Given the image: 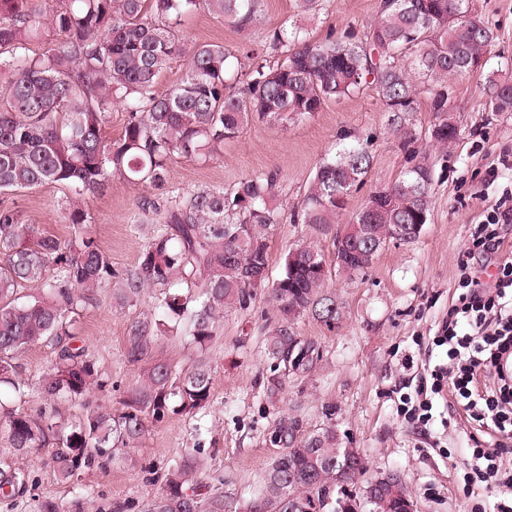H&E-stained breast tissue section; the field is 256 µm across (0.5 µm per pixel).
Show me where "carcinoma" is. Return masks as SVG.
<instances>
[{
  "instance_id": "1",
  "label": "carcinoma",
  "mask_w": 512,
  "mask_h": 512,
  "mask_svg": "<svg viewBox=\"0 0 512 512\" xmlns=\"http://www.w3.org/2000/svg\"><path fill=\"white\" fill-rule=\"evenodd\" d=\"M262 0H0V195L56 185L64 191L68 223L77 226L68 243L21 222L17 207L0 200V386L27 396V383L12 355L33 345L54 350L55 359L40 382L50 401L83 402L85 414L60 428L55 414L31 415L0 403V432L9 447L24 453L53 448L55 472L70 482L81 471L100 467L142 438L148 419L169 412L193 415L210 404L211 367L199 362L181 372L152 359V340L160 320L145 317L130 324L125 358L150 362L121 411L108 412L86 402L102 391L95 362L73 344V316L93 305L99 292L119 283L116 301L138 300L153 290L163 318L189 319L193 342L204 347L215 335L224 310L249 306L256 294L251 277L269 269L271 231L280 224H337L347 197L359 189L372 156L361 144L342 147L316 169L300 204L283 202L276 171L260 172L230 189L185 192L168 186L175 156L209 161L224 142L253 121L286 125L301 121L332 100L372 87L387 114L391 135L403 146L418 142L413 123L419 96H426L442 132L431 142L446 147L448 79L484 69L495 35L468 13L466 0H395L380 6L377 18L357 38L330 35L311 39L295 26L267 36L276 61L242 46V64L221 44L188 45L176 29L189 15L206 10L244 33L261 17ZM420 48L405 60L406 52ZM185 57L180 82L157 91L175 57ZM489 107L512 112V72L488 80ZM126 112L122 135L108 140L103 129L116 109ZM143 187L165 190L163 197L142 196V222L153 225L136 266L122 274L87 229L84 195L103 188L112 175ZM433 172L425 155L387 185L400 197L392 208L369 210L373 194L350 218L370 229V240H393L403 224H426L431 210ZM347 258L336 251L333 273L324 275L321 250L302 245L294 266L283 257L270 289L275 324L265 342L273 360L267 392L282 390L290 376L312 372L319 348L298 336L303 317L332 327L346 317L330 288L333 276L365 272L378 253L366 245ZM24 286L33 288L27 298ZM271 440L282 448L265 471L260 488L234 512H333L323 496L336 498V458L348 466V479L366 473L359 451L349 450L326 426L306 434L299 422L281 416ZM194 466L186 459L169 469L165 486L148 512H226L224 491L191 485ZM394 488L380 478L368 496V512H407L412 496L399 477ZM28 476L0 464V497L27 491Z\"/></svg>"
}]
</instances>
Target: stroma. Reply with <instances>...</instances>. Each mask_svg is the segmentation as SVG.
I'll list each match as a JSON object with an SVG mask.
<instances>
[{"mask_svg":"<svg viewBox=\"0 0 512 512\" xmlns=\"http://www.w3.org/2000/svg\"><path fill=\"white\" fill-rule=\"evenodd\" d=\"M380 0H324L313 16L299 14L295 0H263L262 25L249 37L225 27L221 18L198 11L185 20L180 37L189 44H221L238 49L247 44L261 49L267 30L297 24L313 39L328 33L345 37L361 32L377 14ZM471 13L491 26L497 40L487 54L484 72L456 79L450 89V110L461 131L448 149L427 146L433 168L431 217L412 242L389 243L366 273L334 278L332 287L347 309L345 320L330 328L310 318L296 324L301 338L313 341L321 360L305 377H292L275 395L266 391L271 374L265 338L273 320L265 289H258L247 310L226 309L206 349L191 342L189 326L164 327L152 343L155 358L176 367L197 358L212 366L210 405L196 415H170L148 422L136 447L104 466L81 473L65 483L58 479L51 451L39 448L18 454L0 444V461L29 476V490L19 499H1L0 512H38L42 500H55L69 512L82 497L85 512H146L150 499L165 483L169 466L191 459L194 475L213 484L223 482L229 507L251 496L268 463L280 452L270 440L274 421L296 418L302 432L334 426L339 437L357 448L368 477L400 476L416 505V512H470L482 507L493 512L501 498L497 488L483 483L465 485L463 462L474 443L493 447L490 429L469 422L464 411L448 414L434 401L427 428L405 417L403 398L416 397L427 367L445 361L437 335L455 302L457 260L478 224L495 209L504 191L512 190V169L500 156L512 154V112L490 111L487 73L512 69V0H468ZM369 143L371 169L360 190L345 203V215L363 204L370 190L392 183L407 165V153L390 134L377 94L326 102L310 118L281 126L254 122L223 152L206 163L180 156L169 167V182L186 191L229 187L247 176L278 171L289 205L300 203L318 164L345 144ZM143 187L113 176L108 186L88 194L84 208L91 230L116 270L134 266L148 241V225L139 223L137 202ZM22 221L67 242L74 234L61 208L63 192L46 185L12 196ZM337 224H281L270 234V275L278 277L284 254L311 244L333 261ZM154 311L152 292L120 306L111 289H103L96 306L77 316V343L97 363L106 384L95 392L97 404L118 410L128 391L142 379L143 365L129 364L124 352L132 321ZM48 347L36 345L15 357L30 392L21 407L36 414L45 408L37 387L52 362ZM449 426H442V418Z\"/></svg>","mask_w":512,"mask_h":512,"instance_id":"obj_1","label":"stroma"}]
</instances>
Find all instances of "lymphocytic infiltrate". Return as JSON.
Masks as SVG:
<instances>
[{
  "instance_id": "obj_1",
  "label": "lymphocytic infiltrate",
  "mask_w": 512,
  "mask_h": 512,
  "mask_svg": "<svg viewBox=\"0 0 512 512\" xmlns=\"http://www.w3.org/2000/svg\"><path fill=\"white\" fill-rule=\"evenodd\" d=\"M511 222L508 206L478 227L473 246L493 254L492 266L475 264L467 252L459 256V294L436 338L447 360L430 369V394L420 403L427 413L443 392L464 399L466 414L497 435L495 447L473 448L464 464L469 478L507 489H512V463L503 462L505 448L512 446V259L498 252L502 227Z\"/></svg>"
}]
</instances>
